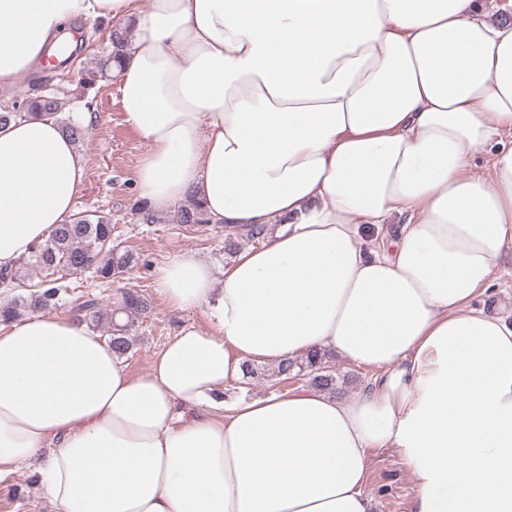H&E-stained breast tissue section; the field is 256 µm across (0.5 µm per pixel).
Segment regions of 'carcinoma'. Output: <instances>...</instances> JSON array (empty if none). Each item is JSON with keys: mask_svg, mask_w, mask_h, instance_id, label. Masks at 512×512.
Returning a JSON list of instances; mask_svg holds the SVG:
<instances>
[{"mask_svg": "<svg viewBox=\"0 0 512 512\" xmlns=\"http://www.w3.org/2000/svg\"><path fill=\"white\" fill-rule=\"evenodd\" d=\"M126 37L122 28L112 31L113 52L107 58L96 60L95 67L82 74L84 84H93L110 68L112 59L120 57L121 48L125 46ZM21 111L15 107L0 108V124L16 118H29L41 115H54L58 118L65 132L75 144L83 141L84 131L81 120L66 111L68 101L52 94L37 95L21 101ZM180 224H209L201 205L190 200L177 213ZM139 264V257L130 250L112 251V222L105 215L78 214L69 222L57 227L47 241L33 247L30 256L11 272L0 271V281L16 288L28 287L29 276L37 271L58 269L69 274H82L93 271L100 280H112L120 274ZM60 289L55 284H43L37 291L28 295H19L10 304L0 307V321L13 322L28 313H34L54 306L59 298ZM150 301L136 292H129L123 297L122 306L112 310L103 308L90 299L77 307L78 317L91 318L96 325L108 329V343L112 351L119 356L126 355L132 348L129 336L132 317L149 312ZM309 376V384L328 391H336V376L326 365L325 356L315 352L302 361L286 360L277 367L276 376L281 380L298 376Z\"/></svg>", "mask_w": 512, "mask_h": 512, "instance_id": "cac0c4a2", "label": "carcinoma"}]
</instances>
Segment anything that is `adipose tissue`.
Wrapping results in <instances>:
<instances>
[{
	"label": "adipose tissue",
	"mask_w": 512,
	"mask_h": 512,
	"mask_svg": "<svg viewBox=\"0 0 512 512\" xmlns=\"http://www.w3.org/2000/svg\"><path fill=\"white\" fill-rule=\"evenodd\" d=\"M100 20L128 25L140 197L266 236L220 273L195 251L157 268L209 327L147 373L81 318L1 330L0 478L39 465L56 512H373V454L395 448L413 512H512V321L474 304L512 251V22L477 0H0V89ZM85 174L55 118L0 126V269ZM315 351L371 376L225 398L247 364Z\"/></svg>",
	"instance_id": "obj_1"
}]
</instances>
